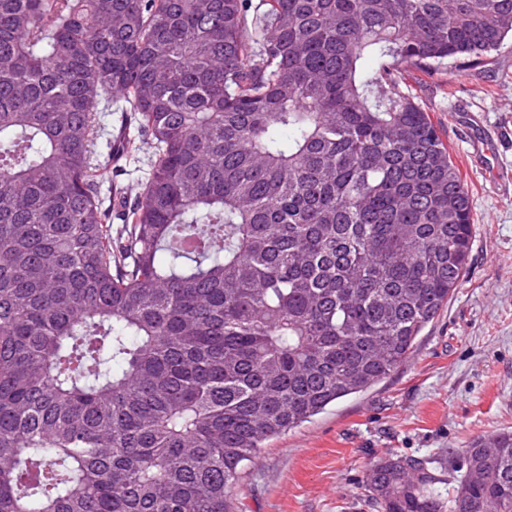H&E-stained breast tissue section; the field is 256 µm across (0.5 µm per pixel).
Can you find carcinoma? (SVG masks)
<instances>
[{
	"label": "carcinoma",
	"instance_id": "obj_1",
	"mask_svg": "<svg viewBox=\"0 0 512 512\" xmlns=\"http://www.w3.org/2000/svg\"><path fill=\"white\" fill-rule=\"evenodd\" d=\"M509 39L512 0H0V512H235L403 364L474 224L408 73ZM462 470L389 453L365 502L512 512V431ZM123 175L118 178L121 186L132 189V198L135 193L140 190L141 184L145 182L147 174V166L145 165L142 155L139 158H129L123 162Z\"/></svg>",
	"mask_w": 512,
	"mask_h": 512
}]
</instances>
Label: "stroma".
<instances>
[{"label":"stroma","instance_id":"obj_1","mask_svg":"<svg viewBox=\"0 0 512 512\" xmlns=\"http://www.w3.org/2000/svg\"><path fill=\"white\" fill-rule=\"evenodd\" d=\"M409 81L469 189L463 283L389 377L261 450L234 490L244 512H369L362 486L379 457L444 468L472 440L512 430V47Z\"/></svg>","mask_w":512,"mask_h":512}]
</instances>
